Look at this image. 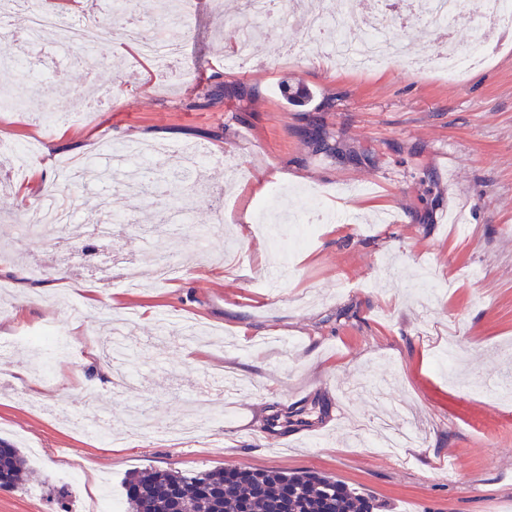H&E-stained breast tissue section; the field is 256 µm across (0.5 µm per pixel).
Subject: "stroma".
I'll return each instance as SVG.
<instances>
[{
  "label": "stroma",
  "mask_w": 512,
  "mask_h": 512,
  "mask_svg": "<svg viewBox=\"0 0 512 512\" xmlns=\"http://www.w3.org/2000/svg\"><path fill=\"white\" fill-rule=\"evenodd\" d=\"M188 2L176 63L124 40L107 0L67 5L73 24L101 27L90 48L32 47L25 11L0 19L12 52L44 78L21 108L0 109V439L39 451L24 490L0 489V512H60V490L69 512H87L88 474L119 503L146 466L314 470L386 512H512V402L497 397L512 391V36L463 82L435 73L439 43L421 23L392 28L405 60L351 70L322 57L329 41L304 46L297 7L283 0L240 61L243 0ZM50 101L59 122L49 128ZM130 143L167 144L170 178L135 195L63 184L61 161ZM188 146L209 156L193 182ZM214 182L226 228L200 251L217 219ZM51 187L73 221L61 236L22 238L21 216ZM312 192L339 217L281 262L252 211L267 204L286 234L285 217ZM180 201L191 211L178 227L184 272L165 285L152 260L172 248L161 217ZM116 217L147 228L101 255L136 263L135 288L67 249ZM19 270L34 299L17 318ZM62 290L83 315L134 313L127 393L113 395L111 369L89 350L107 341L103 327L67 314ZM167 315L213 334L158 338ZM48 325L80 354L36 391L22 338ZM226 370L251 390L201 396L205 375ZM59 399L94 406L112 432L136 409L216 425L188 443L131 436L114 448L52 413ZM71 468L80 480H63Z\"/></svg>",
  "instance_id": "obj_1"
}]
</instances>
